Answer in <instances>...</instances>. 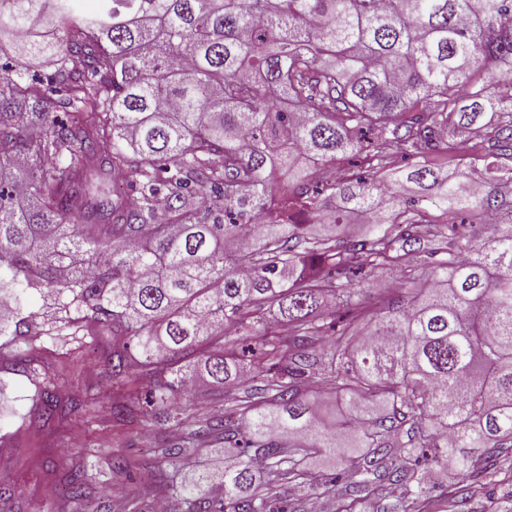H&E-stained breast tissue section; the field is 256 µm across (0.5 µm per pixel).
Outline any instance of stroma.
I'll list each match as a JSON object with an SVG mask.
<instances>
[{"mask_svg": "<svg viewBox=\"0 0 512 512\" xmlns=\"http://www.w3.org/2000/svg\"><path fill=\"white\" fill-rule=\"evenodd\" d=\"M23 307L48 334L36 345L32 371L15 366L10 351L0 350V484L14 489L15 512H76L62 495L64 475L75 465L85 468L94 492L110 493L112 512H125L132 497L143 512H155L158 498L173 499L199 472L214 469L230 456V449L206 436L185 460L170 462L166 451L184 445L190 431L204 426V416L195 412L199 400L208 399L210 412L225 415L234 401L257 398L256 382L226 388L200 384L182 399L184 415L140 414L120 420L110 412L116 398L109 363L111 335L103 330L77 339L55 335L54 300L43 293L30 292ZM48 384L61 412L45 419L38 390ZM74 448L81 449V456H71ZM112 448L129 455L135 468L150 470L152 483L140 486L113 477L108 455ZM431 482L427 512H512V450L503 449L485 465L476 479L481 491L472 497L455 494L447 465L432 468ZM268 493L273 512H312L316 503L323 512H336L334 500L310 482L273 484Z\"/></svg>", "mask_w": 512, "mask_h": 512, "instance_id": "obj_1", "label": "stroma"}]
</instances>
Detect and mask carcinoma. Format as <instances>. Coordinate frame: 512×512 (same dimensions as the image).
Wrapping results in <instances>:
<instances>
[{
  "mask_svg": "<svg viewBox=\"0 0 512 512\" xmlns=\"http://www.w3.org/2000/svg\"><path fill=\"white\" fill-rule=\"evenodd\" d=\"M0 55V337L19 362L43 335L35 290L60 323L112 331L120 418L144 380L172 413L190 352L216 383L260 382L244 429L207 422L237 454L188 512H270L257 476L296 483L324 448L357 450L353 488L403 485L412 512L431 492L416 448L478 492L481 458L512 448V0H0ZM355 213L363 238L315 230ZM387 266L409 300L377 317L339 278ZM329 297L350 314L332 335ZM318 345L334 429L303 395ZM89 489L68 471L70 502ZM23 307L27 312L34 313L37 316V322L41 323L46 330H50L51 335L57 333L55 327L59 323L55 320V305L52 297L31 291L24 297Z\"/></svg>",
  "mask_w": 512,
  "mask_h": 512,
  "instance_id": "cac0c4a2",
  "label": "carcinoma"
}]
</instances>
